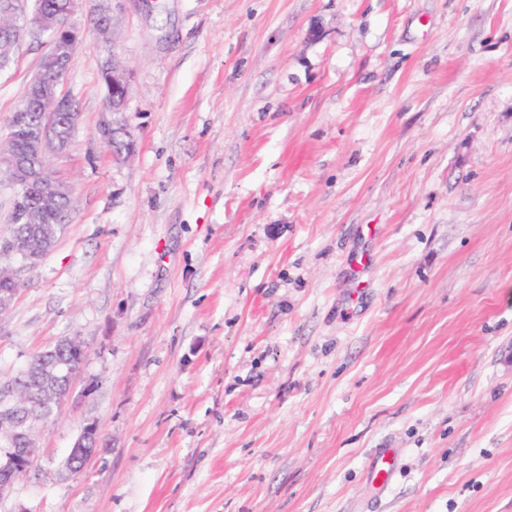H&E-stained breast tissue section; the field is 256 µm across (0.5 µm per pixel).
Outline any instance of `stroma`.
<instances>
[{
	"mask_svg": "<svg viewBox=\"0 0 512 512\" xmlns=\"http://www.w3.org/2000/svg\"><path fill=\"white\" fill-rule=\"evenodd\" d=\"M72 21L81 120L47 164L76 206L0 318V383L86 358L0 512H512V0ZM46 51L0 72V139ZM110 58L128 157L98 134ZM107 84L112 89V100L108 99L107 108L110 113L122 112L127 104L130 93V80L124 69L108 61L103 69ZM86 352L82 348L71 349L69 347H58L35 354L26 368L15 375L9 382H18L25 391L26 400L32 408L39 409L42 399L34 388L33 382L44 364L48 361H70L77 365L84 362ZM97 435L98 426L96 424L87 425L81 435L78 437L73 447L70 450L68 458L73 462H76L70 468V472L78 474L82 470L81 464L86 463L97 451Z\"/></svg>",
	"mask_w": 512,
	"mask_h": 512,
	"instance_id": "1",
	"label": "stroma"
}]
</instances>
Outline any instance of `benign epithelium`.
<instances>
[{"mask_svg": "<svg viewBox=\"0 0 512 512\" xmlns=\"http://www.w3.org/2000/svg\"><path fill=\"white\" fill-rule=\"evenodd\" d=\"M76 5L75 0H69L61 8L53 7L31 14L29 6L22 9L18 7V0H0V11L32 16L23 26L7 32L6 39L14 47H19L27 36L46 35L49 39L48 51L38 76L33 79L31 92L23 99L20 108L22 112L31 109L38 112L32 140L43 162L37 167L28 155L17 150L0 152V176L5 178L17 195L32 192L37 197L36 209L31 211L29 207H23L20 220L32 225L33 233L45 242L51 241L53 233L51 229L39 224L37 211L55 207L62 199L70 197L68 186L48 170L44 159L50 153L65 151L70 145V141L59 133L61 115L68 111L71 103V99L61 91L68 72V62L66 56L56 48L55 41H66L72 53L81 46V32L71 22ZM103 74L112 89V100L107 102L109 112L123 111L130 93L128 74L113 62L106 63ZM42 257L40 251H27L14 257L12 282L0 289V316L9 310L21 289V272L35 267ZM77 372L78 369L64 364L47 367L40 378L45 408L38 412L30 410L25 413L21 410L25 402L15 386H8L4 392L6 403L0 406V431H7L12 436H24L25 448H0V476H4V479H0L1 500L9 496L17 477L28 471L37 455L36 427L52 415L51 408L64 400L65 395L58 391L60 383L70 381ZM97 435L98 426L93 423L87 425L71 448L68 458L76 463H86L96 454Z\"/></svg>", "mask_w": 512, "mask_h": 512, "instance_id": "obj_1", "label": "benign epithelium"}]
</instances>
